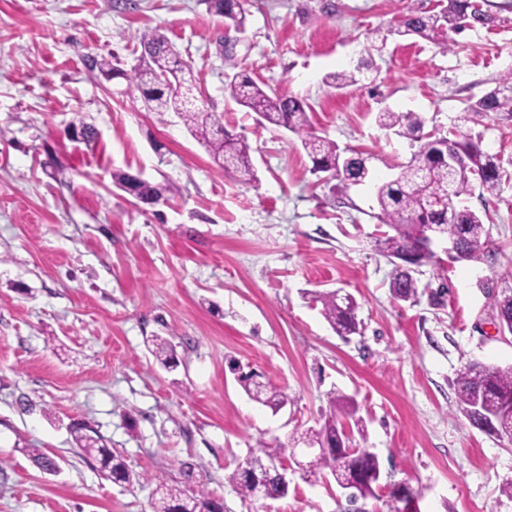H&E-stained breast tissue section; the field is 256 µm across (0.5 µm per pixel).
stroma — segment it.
<instances>
[{
    "label": "stroma",
    "instance_id": "1",
    "mask_svg": "<svg viewBox=\"0 0 512 512\" xmlns=\"http://www.w3.org/2000/svg\"><path fill=\"white\" fill-rule=\"evenodd\" d=\"M492 24L430 40L394 30L412 9L448 0H249L244 31L203 0H0V512H151L158 480L192 464L224 512H347L332 475L287 497L243 501L225 477L263 446L297 447L319 427L336 390L359 406L346 425L381 467L363 512H387L390 484H407L415 512H512V443L472 426L453 381L468 362L512 364V334L490 302L512 289V114L464 121L470 103L512 72V0H477ZM159 32L188 61L196 87L251 147L257 182L241 185L171 112L127 93L140 40ZM374 66L338 91L326 75ZM255 80L310 104L318 135L354 148L373 179L342 187L313 174L297 138L260 128L224 89V51ZM108 59L104 80L91 59ZM416 112L427 129L472 135L498 158L483 260L425 265L419 286L439 302L395 300L378 250L376 183L414 148L382 129L378 112ZM83 122L92 141L71 140ZM170 185L140 202L118 173ZM354 296L358 334L329 327L315 291ZM171 336L179 365L150 354ZM284 390L272 411L251 400L228 359ZM83 422L141 474L127 489L84 459L69 431ZM37 448L59 466L40 469Z\"/></svg>",
    "mask_w": 512,
    "mask_h": 512
}]
</instances>
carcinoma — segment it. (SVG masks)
Listing matches in <instances>:
<instances>
[{
    "instance_id": "obj_1",
    "label": "carcinoma",
    "mask_w": 512,
    "mask_h": 512,
    "mask_svg": "<svg viewBox=\"0 0 512 512\" xmlns=\"http://www.w3.org/2000/svg\"><path fill=\"white\" fill-rule=\"evenodd\" d=\"M208 5L211 11L224 17L227 25L237 31L244 30L247 0H208ZM493 21L490 13L475 8L470 0H448V5L438 14L419 10L408 12L395 33L432 39L445 28L459 31ZM175 71L181 73L178 89L161 80ZM224 77L225 89L239 105L257 113L261 122L284 128L297 136L313 164L312 171L325 174V181L339 179L359 185L371 178L370 169L360 153L341 151L334 141L315 133L311 108L304 100L265 89L264 84L239 68L232 55L225 58ZM126 80L128 92L139 93L149 110L178 113L226 175L242 184L257 180L249 144L240 135L225 129L217 114L206 105L196 104V98L192 97L191 68L178 58L164 35L154 33L141 39L138 64L126 75ZM466 112L474 119L492 112H512V74L501 78L495 88ZM377 123L418 144L410 160L400 166L398 175L377 185L379 212L375 215L379 223L388 228L378 239V246L393 265L391 294L396 300L414 302L418 298V281L413 276L415 268L441 263L436 252L423 245L428 233L435 232L454 240L462 260L477 261L484 255L488 230L481 216L464 205V200L477 187L493 192L501 180V167L496 157L483 152L479 143L470 138L453 144V152L460 157L461 163L449 165L448 149L426 136L425 119L416 112H380ZM115 180L120 188L135 190V197L140 199L158 202L167 192V186L163 184L139 182L127 173L115 176ZM313 300L321 304V314L336 335L346 337L359 333L361 322L357 319L355 298L343 301L337 292L328 291L314 293ZM491 309L500 328L512 333V290L493 298ZM151 354L167 370L178 366L174 345L166 337L152 338ZM237 380L255 401L274 411L288 403V395L283 390L269 383L258 384L249 373L238 375ZM453 386L457 409L474 427L497 438L512 435V364L500 367L469 362L456 373ZM357 413L358 406L353 398L333 391L327 395L324 422L319 428L308 430L302 440L326 444L331 451L346 448L352 440L345 432L344 422L351 420L355 427H360ZM70 432L77 447L98 463L105 479L129 487L140 482L141 475L112 452L101 436L92 435L87 424L74 422ZM286 451L287 448L277 445L265 448L259 454L252 453L225 476V480L235 487L244 501H252L250 480L253 478L266 481L267 497L283 498L288 495V487L283 485L276 466ZM323 469L333 471L340 487L358 477L356 491L359 496L379 498L380 463L374 453L356 448L344 454L343 462L329 458L307 467L305 475L315 477ZM157 494L152 512H201V506L212 501L203 486L188 494L176 481H160Z\"/></svg>"
}]
</instances>
